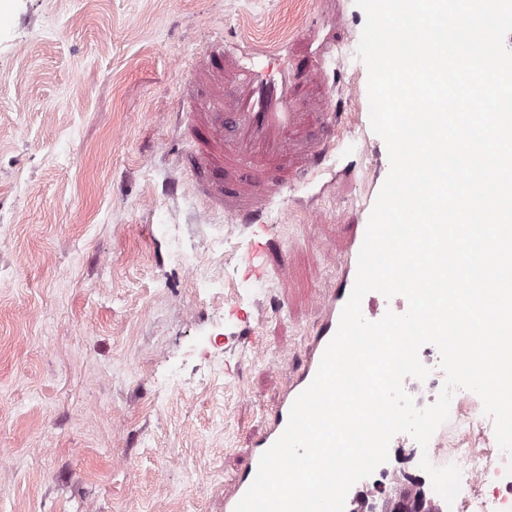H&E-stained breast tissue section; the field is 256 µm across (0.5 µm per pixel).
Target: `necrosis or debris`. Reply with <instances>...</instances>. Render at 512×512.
<instances>
[{"label": "necrosis or debris", "instance_id": "1", "mask_svg": "<svg viewBox=\"0 0 512 512\" xmlns=\"http://www.w3.org/2000/svg\"><path fill=\"white\" fill-rule=\"evenodd\" d=\"M427 457L432 465L456 464L461 488L453 503L441 496L429 501L431 512H512V457L497 446L492 420L468 391H457L449 422Z\"/></svg>", "mask_w": 512, "mask_h": 512}]
</instances>
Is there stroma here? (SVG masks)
Instances as JSON below:
<instances>
[{"label": "stroma", "instance_id": "obj_1", "mask_svg": "<svg viewBox=\"0 0 512 512\" xmlns=\"http://www.w3.org/2000/svg\"><path fill=\"white\" fill-rule=\"evenodd\" d=\"M364 23L354 0L0 12V512H224L389 173ZM217 38L279 62L335 41L332 106L354 115L253 228L206 209L178 164L189 67ZM255 243L289 252L286 278L245 265Z\"/></svg>", "mask_w": 512, "mask_h": 512}]
</instances>
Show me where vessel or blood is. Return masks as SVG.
Returning <instances> with one entry per match:
<instances>
[{"label":"vessel or blood","instance_id":"1","mask_svg":"<svg viewBox=\"0 0 512 512\" xmlns=\"http://www.w3.org/2000/svg\"><path fill=\"white\" fill-rule=\"evenodd\" d=\"M332 46L301 48L297 60L270 70L253 55L228 46L195 63L194 81L210 91L193 106L187 130L198 148L182 170L196 194L234 224L263 223L288 189L310 181L334 147L333 133L349 115L333 112L336 92L326 78ZM366 227L354 225L349 248L337 261L344 285L320 295L321 322L301 370L289 371L278 404L265 414L266 426L244 476L224 483V512H234L252 484L262 454L284 431L296 397L313 380L341 311L354 287L357 255Z\"/></svg>","mask_w":512,"mask_h":512}]
</instances>
